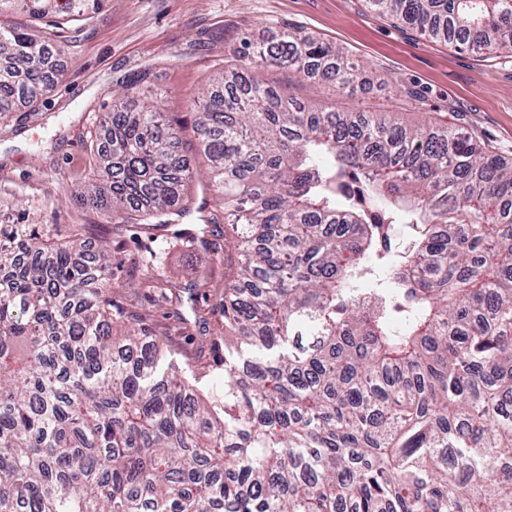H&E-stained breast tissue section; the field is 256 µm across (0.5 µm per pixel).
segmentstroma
I'll return each instance as SVG.
<instances>
[{"instance_id":"1","label":"stroma","mask_w":512,"mask_h":512,"mask_svg":"<svg viewBox=\"0 0 512 512\" xmlns=\"http://www.w3.org/2000/svg\"><path fill=\"white\" fill-rule=\"evenodd\" d=\"M258 28L314 34L361 66L351 85L298 83V95L339 112L454 123L512 160V59L457 50L363 0H109L91 18L61 24V77L37 103L0 118V204H21L62 238L80 224L105 230L106 238L87 236L86 247L104 245L112 255L113 314L164 339L212 392L223 379L202 339L217 333L218 301L194 311L176 296L204 268L211 287H223L215 254L145 224L114 230L111 211L82 205L76 194L96 172L92 140L114 96L126 94L134 108L160 102L193 146L194 94Z\"/></svg>"}]
</instances>
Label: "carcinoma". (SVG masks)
<instances>
[{
	"label": "carcinoma",
	"instance_id": "carcinoma-1",
	"mask_svg": "<svg viewBox=\"0 0 512 512\" xmlns=\"http://www.w3.org/2000/svg\"><path fill=\"white\" fill-rule=\"evenodd\" d=\"M108 0H0L84 17ZM459 50L512 55V0H366ZM60 49L0 24V115L37 102ZM194 99L224 220V395L112 317V260L23 208L0 218V512H512V163L462 129L336 112L357 65L301 31L247 43ZM94 151L114 224H176L199 171L160 107L113 104ZM392 224L405 225L395 248ZM391 268V284L359 287Z\"/></svg>",
	"mask_w": 512,
	"mask_h": 512
}]
</instances>
